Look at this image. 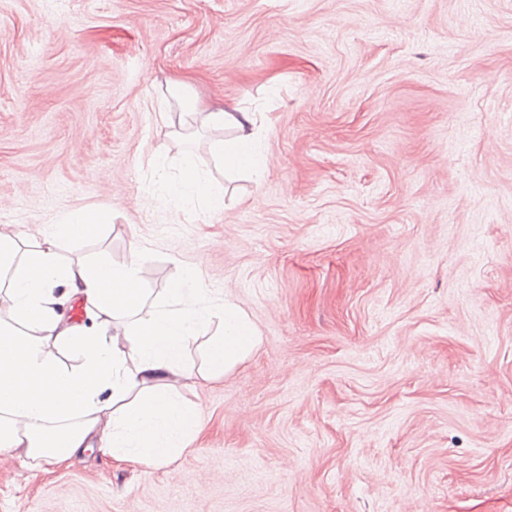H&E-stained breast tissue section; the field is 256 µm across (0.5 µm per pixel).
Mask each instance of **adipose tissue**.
<instances>
[{"label":"adipose tissue","instance_id":"1","mask_svg":"<svg viewBox=\"0 0 512 512\" xmlns=\"http://www.w3.org/2000/svg\"><path fill=\"white\" fill-rule=\"evenodd\" d=\"M171 95L181 116L203 128H230L235 136L212 143L225 170L261 180L267 157L250 112L207 111L188 98L185 81H173ZM177 200L207 197L212 208L224 202L185 159L183 178L168 185ZM99 210L84 207L65 215L54 232L25 249L18 238L0 233V450L39 467L61 464L98 441L114 460L149 469L172 462L189 444L199 419L197 406L181 400L178 387L192 372L218 378L257 345V331L237 304L191 287L196 268L173 280L165 299L148 304L140 285L141 251L132 249L121 264L100 261L61 264L60 249L91 234ZM80 299L91 326L67 324L55 305V287ZM218 334H210L211 326ZM208 332L202 363L187 361L192 341ZM75 353L73 367L61 363Z\"/></svg>","mask_w":512,"mask_h":512}]
</instances>
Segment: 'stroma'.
Returning <instances> with one entry per match:
<instances>
[{
  "label": "stroma",
  "mask_w": 512,
  "mask_h": 512,
  "mask_svg": "<svg viewBox=\"0 0 512 512\" xmlns=\"http://www.w3.org/2000/svg\"><path fill=\"white\" fill-rule=\"evenodd\" d=\"M186 75L260 182L164 124ZM187 153L223 211L161 197ZM93 206L63 263L198 267L260 341L176 460L0 453V512H512V0H0V231ZM169 90L179 104V124H184V117L188 116L202 128H231L236 132L232 139L218 140L211 144L215 160L224 166L225 171L243 172L255 181L264 178L267 157L256 138L253 112L237 108L208 112L196 99L183 95L189 93V86L184 80L172 81Z\"/></svg>",
  "instance_id": "obj_1"
}]
</instances>
